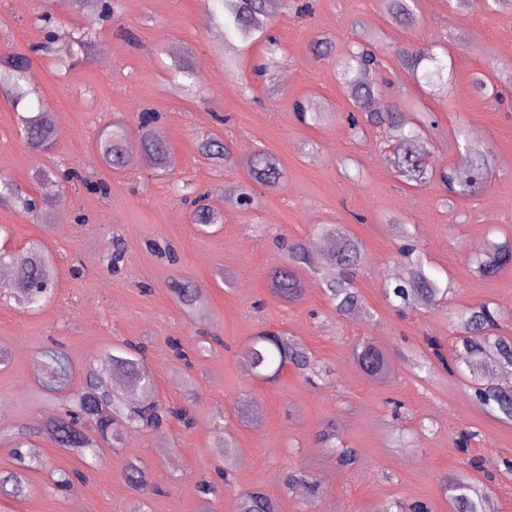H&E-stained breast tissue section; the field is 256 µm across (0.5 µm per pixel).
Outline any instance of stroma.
I'll return each instance as SVG.
<instances>
[{"mask_svg":"<svg viewBox=\"0 0 512 512\" xmlns=\"http://www.w3.org/2000/svg\"><path fill=\"white\" fill-rule=\"evenodd\" d=\"M311 3L305 16L281 5L270 13L268 31L280 45L275 70L288 76L287 88L272 89L255 72L266 57L265 38L245 42L227 31L221 0H118L112 20L83 51L66 32L86 25L88 13L61 17L50 38L37 19L41 0H0V54L39 47L33 86L58 130L53 150L32 151L17 109L0 96V175L49 199L53 212L44 223L0 201V247L22 254L40 243L57 273L56 294L40 310L0 301V476L16 469L19 433L45 460L24 474L19 493H0V512H131L136 505L141 512H227L239 493L257 487L278 512H397L418 502L429 512H452L442 482L460 472L486 486L485 512H512V423L480 407L470 379L438 368L423 380L409 367L426 338L452 349L454 318L473 305L489 304L498 334L512 336V268L490 279L474 271L487 242L512 240V88L499 103L473 88L477 73L512 67V13L418 0V24L403 28L383 0ZM320 36L340 46L372 36L387 53L443 42L447 90L431 96L412 77L400 80L444 132L433 150L437 165L466 160L454 138L461 125L492 151L486 187L449 207L441 185L402 183L385 135L370 128L354 134L344 121L349 102L336 60L311 52ZM186 56L196 66V96L173 77L174 62ZM61 57L74 63L63 77L54 67ZM299 102L325 113V123L300 124ZM144 109L162 115L154 134L172 152L173 170L162 172L140 154L121 171L97 163L99 133L116 123L136 133L134 117ZM212 135L230 145V161L203 157L200 143ZM259 148L280 159L284 176L278 188L256 187L259 204L246 210L224 191L248 181L247 159ZM45 168L104 180L110 192L103 197L78 183L37 178ZM198 195L225 222L197 230L183 199ZM397 219L431 272L455 285L433 309L401 314L384 297L383 284L399 266ZM317 224L345 225L364 244L360 312L334 313L310 273L298 302L269 291L267 275L286 263L288 244H314ZM116 250L122 260L114 268ZM175 279L202 291L209 319H190L169 288ZM265 329L293 336L308 351L312 373L289 365L276 381L255 377L248 348ZM363 340L390 352L389 382L368 380L353 363L351 348ZM126 342L142 347L156 398L187 407L195 423L125 430L120 446L87 465L51 441L45 427L81 387L87 368L102 367ZM55 346L67 355L70 374L51 391L44 352ZM328 428L336 432L331 449L322 439ZM340 448L355 452L353 466L339 465ZM224 459L227 481L216 471ZM132 463L148 483L140 496L124 480ZM54 469L80 471L83 479L56 489ZM292 474L311 481L289 485Z\"/></svg>","mask_w":512,"mask_h":512,"instance_id":"35a3bbf8","label":"stroma"}]
</instances>
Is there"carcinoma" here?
Listing matches in <instances>:
<instances>
[{
	"label": "carcinoma",
	"instance_id": "carcinoma-1",
	"mask_svg": "<svg viewBox=\"0 0 512 512\" xmlns=\"http://www.w3.org/2000/svg\"><path fill=\"white\" fill-rule=\"evenodd\" d=\"M92 6L93 22L68 31L70 42L81 49L92 44L95 38L94 23L111 16L113 7L105 0H43L39 20L54 22L59 9ZM392 22L399 26H411L417 22L415 0H387ZM268 0H224L225 26L232 29L242 40L247 41L261 32L266 34L269 45H277L275 37L267 33L264 19L267 16ZM440 47L436 41L425 49L403 47L392 55L385 54L374 40L352 41L340 51L337 79L345 89L351 107L346 121L349 128L358 134L371 127L385 132L388 140L396 146L394 167L398 176L411 186L423 187L435 180L448 187L457 197L471 196L482 189L495 165L494 155L476 142L475 135L462 127L456 135V144L463 145L469 161L464 167H435L429 163L433 140L440 136L438 124L429 112L422 110L418 98L402 97L391 104L378 101L381 74L392 65L407 71L412 78L429 88L436 95L448 85L444 77L446 66L433 49ZM429 61L433 67L426 68ZM31 57L23 52H9L0 56V94L14 105L29 99L34 91L28 84ZM512 84V69L500 68L491 74H476L473 86L480 94L497 99L502 92L499 87ZM300 121L310 127L324 122V113L312 112L304 104L296 105ZM415 119H410L409 114ZM138 139L132 143L122 129L107 131L96 142L97 158L111 169H121L132 160L133 146L150 154L156 166L169 171L172 154L165 143L157 140L154 129L159 115L152 111L138 114ZM22 136L27 145L35 150H51L57 141V130L50 114L38 104H29L28 112L20 116ZM206 158L219 162L231 158V149L217 136L209 137L200 144ZM250 177L256 182L273 188L281 178L280 161L267 151H257L251 158ZM81 181L86 187L103 196L109 193V185L103 181H89L77 171L65 170L61 181ZM16 198L27 211L35 209V203L22 196V192L7 178L0 176V199ZM192 221L199 227L221 223L220 213L213 207L197 205ZM314 234L333 239V250L322 259H317L303 243L288 248V263L274 269L268 288L278 298L296 302L304 295L302 272L310 270L320 275L328 300L339 315L362 308V300L355 285L356 270L365 259L363 243L340 224H321L314 227ZM405 266L406 276L384 286L386 299L401 309L430 310L440 304L443 297L454 290L453 282H439L425 267L423 257L416 248L405 245L398 251ZM512 268V242H490L476 257L475 272L484 278L496 276L504 269ZM0 270L24 284L22 298L27 307L38 309L53 296L52 283L55 272L52 262L41 246L32 244L23 255L0 251ZM172 290L181 304L201 317L208 314V304L201 292L187 283L175 282ZM462 335L455 347L457 365H465L476 382L475 397L478 404L499 418L512 421V387L494 380L495 372L512 374V337L493 333L496 312L488 304L474 305L463 311L458 318ZM261 355V367L270 368L269 375L276 378L285 364L307 371L312 370L308 352L295 340L276 334L256 345ZM112 369L90 374L86 385L73 394L65 404L64 418L57 421L50 434L55 443L72 451L78 458L96 456L97 438L84 433L81 425L90 419L95 424L98 438L118 440L124 427L142 426L158 428L175 419L185 426L193 424L189 411L181 406L164 405L155 399L152 384L145 377L139 359L132 355L111 357ZM354 360L362 373L376 383H385L394 373V365L388 352L373 341H365L354 349ZM448 367L441 345L427 340V351L421 354L414 367L430 373L432 362ZM127 379L133 395L123 399L112 390V376ZM127 485L136 493L146 489L144 472L133 465L125 472ZM455 512H484L485 491L468 477L455 478L449 485ZM238 512H278V506L261 489L242 493L238 498Z\"/></svg>",
	"mask_w": 512,
	"mask_h": 512
}]
</instances>
